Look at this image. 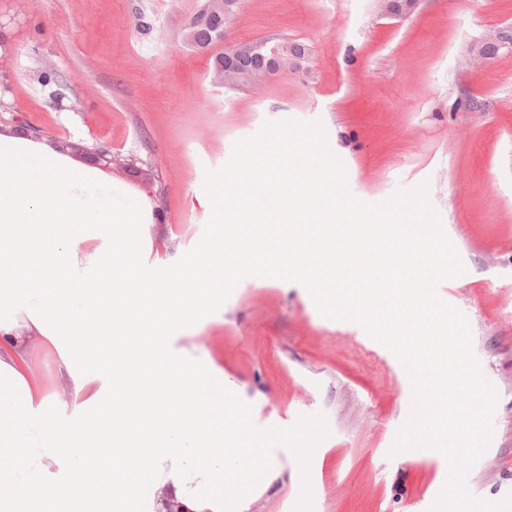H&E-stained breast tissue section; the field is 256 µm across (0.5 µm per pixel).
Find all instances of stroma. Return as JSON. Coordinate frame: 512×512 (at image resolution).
I'll list each match as a JSON object with an SVG mask.
<instances>
[{"mask_svg":"<svg viewBox=\"0 0 512 512\" xmlns=\"http://www.w3.org/2000/svg\"><path fill=\"white\" fill-rule=\"evenodd\" d=\"M199 0H0L12 52L4 99L46 140L154 205L148 265L171 278L212 236L208 186L249 147L302 134L329 158L343 198L370 213L421 201L451 262L429 286L461 316L470 372L496 389L464 498L512 512V56L475 68L471 46L512 25V0H243L227 42L305 44L302 67L256 87L212 81L213 45H185ZM126 161L116 168L102 149ZM356 317L321 313L295 279L239 277L224 306L175 348L224 371L251 427L314 435L311 462L277 445L278 476L240 512H427L446 460L405 452V367Z\"/></svg>","mask_w":512,"mask_h":512,"instance_id":"obj_1","label":"stroma"}]
</instances>
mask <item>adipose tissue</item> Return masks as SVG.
<instances>
[{
  "instance_id": "obj_1",
  "label": "adipose tissue",
  "mask_w": 512,
  "mask_h": 512,
  "mask_svg": "<svg viewBox=\"0 0 512 512\" xmlns=\"http://www.w3.org/2000/svg\"><path fill=\"white\" fill-rule=\"evenodd\" d=\"M101 179L56 146L0 133V512H235L274 480L270 436L225 410L223 371L172 347L221 307L227 281L273 269L302 279L325 313L396 343L423 392L406 449L455 459L479 448V405L448 402L463 338L427 293L448 262L442 231L397 241L407 208L373 217L340 199L326 154L293 135L251 149L235 180L215 179L213 235L162 286L142 266L150 200L91 194ZM85 336L109 342L91 349ZM37 346L57 356L54 390L29 364ZM118 371L132 384L174 373L189 393L136 408L113 394Z\"/></svg>"
}]
</instances>
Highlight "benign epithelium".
Returning <instances> with one entry per match:
<instances>
[{
  "label": "benign epithelium",
  "instance_id": "1",
  "mask_svg": "<svg viewBox=\"0 0 512 512\" xmlns=\"http://www.w3.org/2000/svg\"><path fill=\"white\" fill-rule=\"evenodd\" d=\"M383 11L391 16L404 17L412 13L417 0H382ZM240 0H202L198 12L190 18L183 29V40L195 47V28L199 25L216 21L229 25L238 15ZM266 47V59L261 65L254 67L249 64L254 52L260 46ZM502 55H512V27L506 26L489 31L471 49L470 61L483 64ZM304 62L301 53L286 43L263 40L262 44L249 42L230 43L224 46V66L217 67L213 72V82L242 83L255 86L268 78L291 68H297Z\"/></svg>",
  "mask_w": 512,
  "mask_h": 512
}]
</instances>
